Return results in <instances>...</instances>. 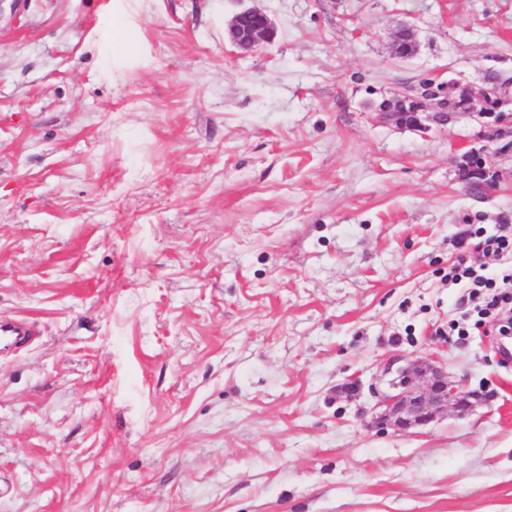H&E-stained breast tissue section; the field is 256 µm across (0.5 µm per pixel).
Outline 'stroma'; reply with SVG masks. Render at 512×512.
<instances>
[{
  "label": "stroma",
  "mask_w": 512,
  "mask_h": 512,
  "mask_svg": "<svg viewBox=\"0 0 512 512\" xmlns=\"http://www.w3.org/2000/svg\"><path fill=\"white\" fill-rule=\"evenodd\" d=\"M246 7L276 30L249 53ZM490 72L512 78V0L0 11V315L39 331L0 353V512H512V358L450 277L512 271L481 252L512 233V153L466 114L372 110ZM421 358L489 404L369 428ZM230 42L240 51H252L274 35L269 17L261 10L248 8L235 14L228 23Z\"/></svg>",
  "instance_id": "1"
}]
</instances>
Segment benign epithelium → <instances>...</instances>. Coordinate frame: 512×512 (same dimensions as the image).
I'll use <instances>...</instances> for the list:
<instances>
[{
    "instance_id": "7a95c632",
    "label": "benign epithelium",
    "mask_w": 512,
    "mask_h": 512,
    "mask_svg": "<svg viewBox=\"0 0 512 512\" xmlns=\"http://www.w3.org/2000/svg\"><path fill=\"white\" fill-rule=\"evenodd\" d=\"M230 42L240 51L249 52L260 42L273 37L274 28L261 10L248 8L235 14L228 23ZM499 100L512 98V80H497L493 88L475 87L460 82L438 83L424 79L405 93L383 100L376 111L396 124L414 125L427 129L423 120L437 127L448 125V118L459 113L482 118L495 116L500 124L512 116L493 110L492 95ZM479 154L467 152L460 157L461 180L473 184L474 175L488 174L475 164ZM391 391L382 395L368 425L405 432L428 425L440 414L451 410L464 416L476 406L488 401L481 391L468 389L463 382L448 375L445 368L430 358L416 360L401 368L390 382Z\"/></svg>"
}]
</instances>
